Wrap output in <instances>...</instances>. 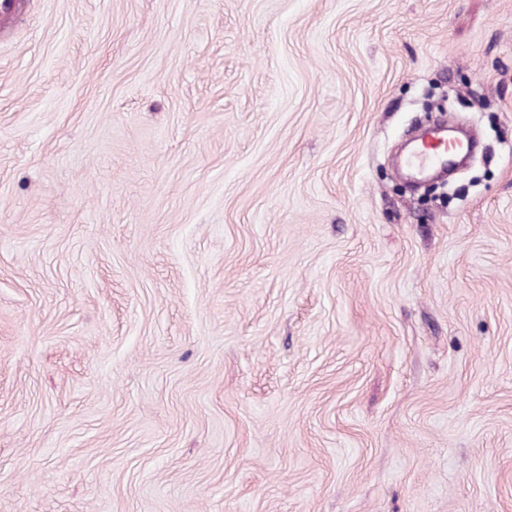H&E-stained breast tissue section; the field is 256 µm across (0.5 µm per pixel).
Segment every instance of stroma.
<instances>
[{"label": "stroma", "instance_id": "35a3bbf8", "mask_svg": "<svg viewBox=\"0 0 512 512\" xmlns=\"http://www.w3.org/2000/svg\"><path fill=\"white\" fill-rule=\"evenodd\" d=\"M13 2L0 512H512V0ZM431 142L426 145L418 147L408 154L404 160V167L414 174H424L430 170H437L445 167L448 163V158L459 155L462 151L461 147L448 152V142H453V139H448L447 127H440L432 131L426 139Z\"/></svg>", "mask_w": 512, "mask_h": 512}]
</instances>
